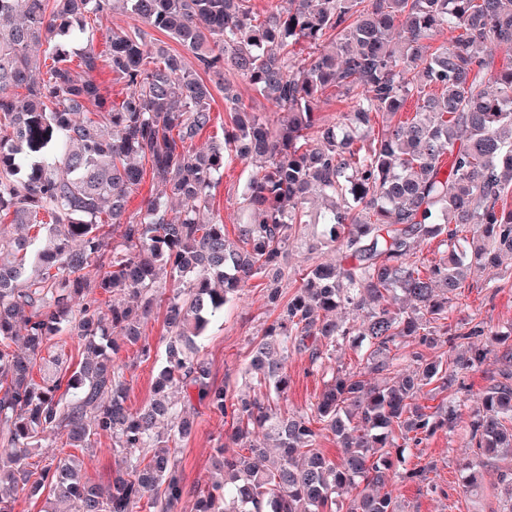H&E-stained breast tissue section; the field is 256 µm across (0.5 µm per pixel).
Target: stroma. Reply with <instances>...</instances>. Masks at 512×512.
<instances>
[{
  "label": "stroma",
  "mask_w": 512,
  "mask_h": 512,
  "mask_svg": "<svg viewBox=\"0 0 512 512\" xmlns=\"http://www.w3.org/2000/svg\"><path fill=\"white\" fill-rule=\"evenodd\" d=\"M250 165L232 158L226 161L224 176L216 189L211 215L223 220L227 227L242 223L246 214L241 209L242 194L252 173ZM322 233L318 224H300L288 254L287 268L280 287L284 295H293L301 284V275L311 266L337 261L335 252L327 249L309 250ZM266 279H253L248 288L227 305L224 315L198 340L200 359L210 368V380L235 395H249L253 384L245 378L242 367L253 345L259 341L275 314L267 303ZM451 324L461 331L481 325L484 333L475 337L477 345L488 348L481 364L461 370L462 390H449L434 396L423 395L426 406H454L457 419L453 428L438 432L417 447L404 450L407 469L428 467L426 481L398 480L397 488L404 512H512V497L505 494L501 474L512 471V454L502 455L479 467L482 491L471 495L466 488L467 463L475 461L470 446V424L486 388L498 372L496 356L512 349V258H503L497 268L478 270L466 280L462 296L448 311ZM152 347L146 360L134 359L129 348H121L118 360L125 366L124 376L129 388L128 404L139 409L153 396L167 334L163 314H155L145 327ZM366 349L360 341H349L337 347L330 362L323 366L310 363L307 355L294 353L288 359L290 387L287 405L293 410H308L315 404L324 384L334 369L356 367ZM190 414L195 420L192 434L181 442V459L187 485L206 483L212 475V460L223 447L231 428V418H223L206 405L192 402ZM76 457L83 459L87 477L93 483L107 486L122 460L109 437H99L95 447L79 449Z\"/></svg>",
  "instance_id": "obj_1"
}]
</instances>
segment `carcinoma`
Masks as SVG:
<instances>
[{
  "mask_svg": "<svg viewBox=\"0 0 512 512\" xmlns=\"http://www.w3.org/2000/svg\"><path fill=\"white\" fill-rule=\"evenodd\" d=\"M117 7L142 26L110 28L100 51L96 24ZM492 47L512 51V0H277L261 14L250 0H0V222L24 230L0 229V512L46 486L71 512L143 500L177 512L186 497L191 512H401L395 434L417 447L453 427L454 408L429 413L419 399L457 385L460 365L414 351L418 366L397 377L391 352L482 335L446 323L448 307L467 271L512 254V59L495 67ZM104 67L123 83L118 102ZM229 71L274 105L276 124L247 110ZM329 89L350 111L328 122L317 108ZM216 90L231 128L199 147ZM373 113L385 115L376 130ZM231 156L259 161L238 248L203 218ZM148 173L163 191L129 216ZM316 197L327 206L314 223L341 260L302 273L283 302L294 225ZM439 236L448 255L421 266L418 247ZM257 277L278 314L244 367L260 392L235 397L210 382L197 340ZM157 308L165 363L133 411L116 337L149 356ZM62 333L82 349L74 366L51 351ZM351 336L368 344L359 367L336 370L310 412L281 408L290 354L321 364ZM499 363L470 428L487 459L512 452V351ZM175 390L232 418L237 449L205 487L187 488L170 447L192 430ZM322 429L340 461L317 448ZM46 432L82 449L108 435L122 466L103 488L72 454L34 461Z\"/></svg>",
  "mask_w": 512,
  "mask_h": 512,
  "instance_id": "cac0c4a2",
  "label": "carcinoma"
}]
</instances>
